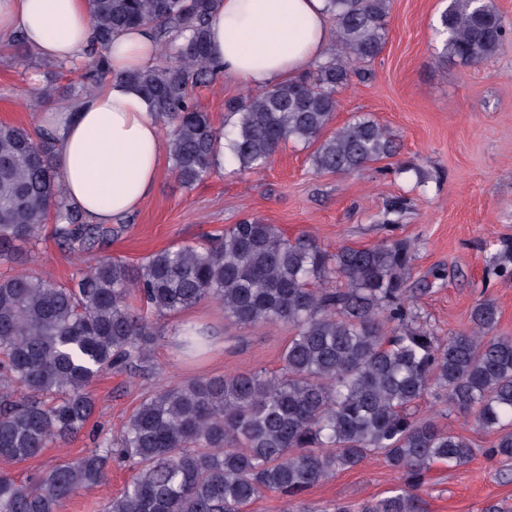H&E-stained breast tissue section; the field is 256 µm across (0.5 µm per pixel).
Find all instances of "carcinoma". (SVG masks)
Returning a JSON list of instances; mask_svg holds the SVG:
<instances>
[{
	"label": "carcinoma",
	"mask_w": 512,
	"mask_h": 512,
	"mask_svg": "<svg viewBox=\"0 0 512 512\" xmlns=\"http://www.w3.org/2000/svg\"><path fill=\"white\" fill-rule=\"evenodd\" d=\"M216 0H90L91 51L79 85L93 94L112 73V36L134 25L154 33L161 65L125 74L148 100L169 138L172 170L191 188L224 165L264 169L281 145L313 148L317 172L349 175L395 154L388 130L356 114L329 130L338 93L374 62L388 37L390 0H325L336 49L308 72L235 101L215 128L191 95L213 80L207 32ZM435 33L442 54L490 61L512 25L490 0H450ZM56 138L0 123V458L22 462L80 431L95 409L91 386L109 369L148 362L160 331L154 319L202 302L230 322L292 330L276 374L199 377L144 400L116 438L21 483L0 470V512H58L63 500L97 484L116 459L131 476L103 512H245L267 491L287 512H320L303 499L313 486L381 454L404 482L399 493L333 512H421L414 494L432 464L465 466L481 451L512 461V336L497 333L498 307L474 305L471 327L442 337L407 288L414 251L404 238L330 251L294 240L259 219L224 229L206 246L172 245L131 265L106 258L61 283L17 271L18 252L44 232L78 254L121 231L91 224L68 205L52 158ZM512 279V243L494 254ZM179 345L207 336L192 324ZM431 395L448 413L497 434L479 450L435 417L416 413Z\"/></svg>",
	"instance_id": "cac0c4a2"
}]
</instances>
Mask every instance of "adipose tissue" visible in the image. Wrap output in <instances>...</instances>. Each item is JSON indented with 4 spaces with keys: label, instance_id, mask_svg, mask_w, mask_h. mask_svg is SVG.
<instances>
[{
    "label": "adipose tissue",
    "instance_id": "adipose-tissue-1",
    "mask_svg": "<svg viewBox=\"0 0 512 512\" xmlns=\"http://www.w3.org/2000/svg\"><path fill=\"white\" fill-rule=\"evenodd\" d=\"M88 0H0V32L17 31L38 56L79 58L92 36ZM332 41L324 0H219L208 29L225 77L262 89L325 58ZM112 72L92 96L41 115L59 142L54 165L68 202L97 224L134 213L151 196L164 153L161 125L124 75L148 66L156 45L143 27L114 36Z\"/></svg>",
    "mask_w": 512,
    "mask_h": 512
}]
</instances>
